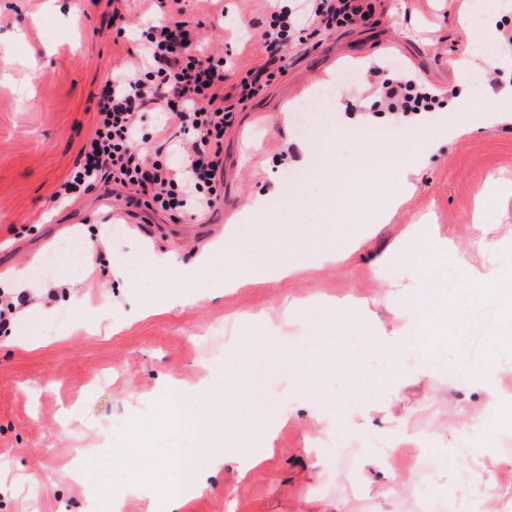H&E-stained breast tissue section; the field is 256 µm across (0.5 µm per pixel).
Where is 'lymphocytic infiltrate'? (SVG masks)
Wrapping results in <instances>:
<instances>
[{
	"label": "lymphocytic infiltrate",
	"instance_id": "obj_1",
	"mask_svg": "<svg viewBox=\"0 0 512 512\" xmlns=\"http://www.w3.org/2000/svg\"><path fill=\"white\" fill-rule=\"evenodd\" d=\"M372 14L360 0H305L301 16L280 11L264 33L267 60L229 89L224 86L223 54L192 53L195 30L188 22L149 26L144 56L127 62L107 80L94 129L69 179L55 192V200L64 202L110 182L136 188L145 207L172 216L209 212L220 198L224 130L234 118L230 99L245 102L283 76L288 66L286 50L293 42L368 21ZM382 71L379 65L370 69L378 76ZM377 92L387 111L401 118L432 111L436 103L427 87L408 76L397 81L382 78ZM154 105L170 110L181 121L170 137L181 153L178 167H171L160 153H148L134 144L145 112Z\"/></svg>",
	"mask_w": 512,
	"mask_h": 512
}]
</instances>
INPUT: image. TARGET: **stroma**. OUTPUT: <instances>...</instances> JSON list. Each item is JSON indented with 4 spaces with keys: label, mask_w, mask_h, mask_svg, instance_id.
Listing matches in <instances>:
<instances>
[{
    "label": "stroma",
    "mask_w": 512,
    "mask_h": 512,
    "mask_svg": "<svg viewBox=\"0 0 512 512\" xmlns=\"http://www.w3.org/2000/svg\"><path fill=\"white\" fill-rule=\"evenodd\" d=\"M373 22L326 32L288 51V72L258 97L240 106L224 133V181L219 209L202 218L170 221L138 207L131 190L114 194L95 187L60 206L53 194L68 178L96 119L100 92L131 57L139 55V35L149 19V0H0V286L23 287V271L43 274L60 286L55 298L34 293L13 329L0 334V512H85L96 491L62 477L75 458L87 469L114 476V488L134 478L127 455L142 461L166 457L184 438L165 422L160 396L166 385L192 388L223 373L242 346L249 344L258 392L269 401L287 402L288 420L273 441L275 456L263 476L236 482L233 464L179 512H297L300 501L345 496L347 512H414L419 486L387 494L389 477L408 471L422 452L409 423L429 434L435 446L432 481L452 492L459 512L485 499L490 512H512V495L503 488L512 477V457L500 447L512 435V409L502 406V391L512 383V354L498 352L490 379L472 377L481 366L484 338L497 326L494 303L477 304L469 319L466 346L445 348L441 356L454 366L453 377L429 370L402 385L398 394L370 404V392L337 409L334 397L345 382L333 372L317 398L303 389L302 368L319 350L332 347L337 359L356 358L370 374L385 363L360 332L336 333L329 302L368 301L371 322L390 336L417 331L416 311L407 296L414 289L410 268L384 276L378 263L409 225L429 219L440 237L466 254L479 271L512 261V198L492 215L487 236L493 250L473 245L471 217L490 173L512 180V122L489 124L470 133L448 135L439 124L427 130L426 162L413 177L414 192L385 224L363 228L369 215L349 216L315 203V230L340 244H360L343 261L309 266L306 249L294 254L302 273L279 280H258L247 287L224 285V228L242 224L241 204L273 188L307 198L306 174L299 164L304 147L332 141L336 152L357 145L387 147L384 130L408 144L413 122H399L382 106L364 100L361 111H346L350 90L364 89L369 66L411 70L418 82L439 93L446 108L469 74H480L477 107L499 105L512 86V71L485 63L472 52V39L458 22L473 0H371ZM223 10L203 0H187L186 16L199 22L197 52L228 50V83L260 66L267 57L262 38L268 29L269 0H223ZM120 25H113V12ZM249 21L242 29L241 21ZM45 66L34 82L36 106L22 107L30 57ZM332 87L335 109L311 112L306 133L288 116L294 104L323 87ZM97 235L107 260L95 268L56 253L59 240L82 242ZM172 255L178 268L208 258L195 277L168 278L155 258ZM180 289L184 306L157 308L164 288ZM300 304L290 320L287 341H271L282 299ZM316 404L322 419L311 418ZM487 428L476 440L471 427ZM379 440L359 451L355 467L345 471L340 450L354 436ZM322 439L319 468L305 454ZM399 448L398 457L382 444ZM489 470L491 486L466 482L462 473ZM39 472L44 483L34 484Z\"/></svg>",
    "instance_id": "1"
}]
</instances>
